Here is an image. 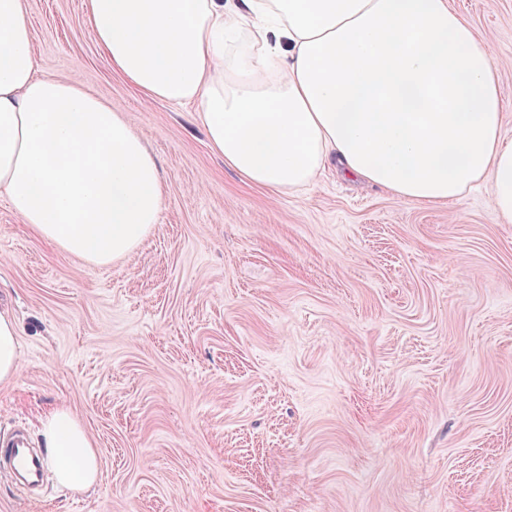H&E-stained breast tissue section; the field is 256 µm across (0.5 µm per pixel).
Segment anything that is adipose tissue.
Wrapping results in <instances>:
<instances>
[{
	"label": "adipose tissue",
	"mask_w": 512,
	"mask_h": 512,
	"mask_svg": "<svg viewBox=\"0 0 512 512\" xmlns=\"http://www.w3.org/2000/svg\"><path fill=\"white\" fill-rule=\"evenodd\" d=\"M96 40L143 94L199 103L210 148L278 195L328 168L401 201H461L486 184L512 223V139L490 46L449 0H88ZM28 0H0V195L44 242L105 265L133 252L163 203L131 118L76 81L35 75ZM0 310V384L19 372ZM54 478L100 474L64 406L41 419Z\"/></svg>",
	"instance_id": "obj_1"
}]
</instances>
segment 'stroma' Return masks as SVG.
Masks as SVG:
<instances>
[{
  "label": "stroma",
  "instance_id": "35a3bbf8",
  "mask_svg": "<svg viewBox=\"0 0 512 512\" xmlns=\"http://www.w3.org/2000/svg\"><path fill=\"white\" fill-rule=\"evenodd\" d=\"M512 93V0H450ZM40 77L132 119L158 224L105 266L0 197V308L21 326L0 432L65 405L90 492L0 476V512H512V223L485 189L410 204L326 171L274 196L213 153L197 105L145 96L87 0H28Z\"/></svg>",
  "mask_w": 512,
  "mask_h": 512
}]
</instances>
